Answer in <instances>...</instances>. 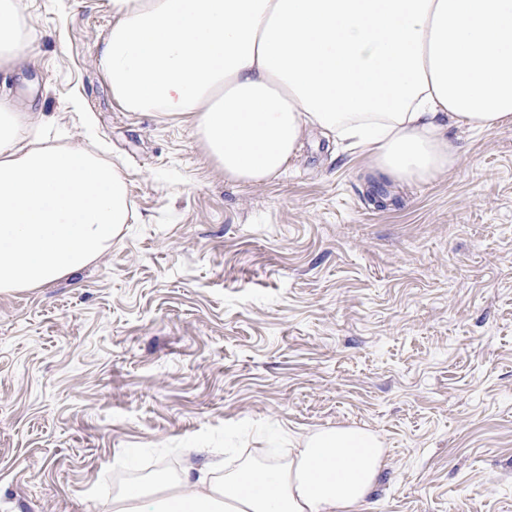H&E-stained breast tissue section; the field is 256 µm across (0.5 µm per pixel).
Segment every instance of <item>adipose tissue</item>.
<instances>
[{
    "instance_id": "adipose-tissue-1",
    "label": "adipose tissue",
    "mask_w": 512,
    "mask_h": 512,
    "mask_svg": "<svg viewBox=\"0 0 512 512\" xmlns=\"http://www.w3.org/2000/svg\"><path fill=\"white\" fill-rule=\"evenodd\" d=\"M95 56L128 112L191 123L225 178L261 183L316 127L380 173L427 180L454 161L448 125L512 122V0H108ZM36 27L0 0V69ZM0 97V294L97 260L128 221L127 183L86 148L29 138ZM386 450L374 432L303 436L284 461H248L125 486L112 512H361Z\"/></svg>"
}]
</instances>
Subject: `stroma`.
Here are the masks:
<instances>
[{
  "label": "stroma",
  "instance_id": "1",
  "mask_svg": "<svg viewBox=\"0 0 512 512\" xmlns=\"http://www.w3.org/2000/svg\"><path fill=\"white\" fill-rule=\"evenodd\" d=\"M23 4L40 36L0 96L118 165L131 206L95 262L0 295V512H105L149 469L338 424L387 448L364 512H512V124L449 125L426 181L312 129L232 182L191 124L113 100L107 0Z\"/></svg>",
  "mask_w": 512,
  "mask_h": 512
}]
</instances>
